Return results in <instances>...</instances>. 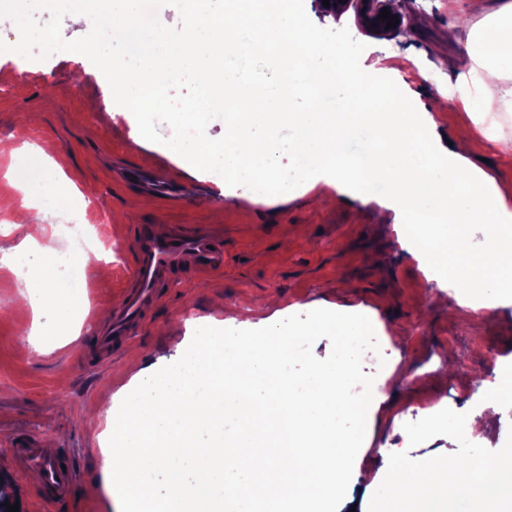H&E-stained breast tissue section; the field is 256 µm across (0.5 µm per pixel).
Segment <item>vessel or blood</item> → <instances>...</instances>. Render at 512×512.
Returning a JSON list of instances; mask_svg holds the SVG:
<instances>
[{
	"instance_id": "1",
	"label": "vessel or blood",
	"mask_w": 512,
	"mask_h": 512,
	"mask_svg": "<svg viewBox=\"0 0 512 512\" xmlns=\"http://www.w3.org/2000/svg\"><path fill=\"white\" fill-rule=\"evenodd\" d=\"M127 237L138 252V261L128 273L129 284L122 292V303L113 310L107 329L84 346L85 352L94 353L105 363L111 361L130 326L143 321L149 308L161 299L170 271L191 267L207 274L224 267L223 247L205 230L172 234L153 224H132L127 228ZM11 454L20 469L38 474L35 495L40 501L56 508L70 500L79 481L73 464L46 453L38 440L28 435L12 442Z\"/></svg>"
}]
</instances>
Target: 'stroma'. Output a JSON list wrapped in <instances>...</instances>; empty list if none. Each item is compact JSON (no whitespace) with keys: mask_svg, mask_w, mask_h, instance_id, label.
I'll use <instances>...</instances> for the list:
<instances>
[{"mask_svg":"<svg viewBox=\"0 0 512 512\" xmlns=\"http://www.w3.org/2000/svg\"><path fill=\"white\" fill-rule=\"evenodd\" d=\"M323 28H348L364 43L366 72L391 78L417 110L434 98L438 132L463 142L462 152L512 196V114L500 119L504 142L486 140L452 97L457 72L441 67L456 54L449 29L466 36L473 18L449 12L448 0H408L400 29L370 27L356 0L336 16L319 0H304ZM104 75L83 55L56 52L42 61L0 53V213L13 217L28 197L21 180L27 144H55L63 206L43 225L0 234V245L27 235L61 250L74 246L65 224L95 221L107 242L103 260L82 273L87 301L75 321L45 305L20 304V280L0 274V482L19 512H49L35 497L36 478L18 471L10 437L26 433L70 459L81 482L65 512H120L103 472L106 424L137 385L135 377L177 361L201 326L223 327L227 316L258 329L317 308L366 315L379 352H366L363 371L386 383L387 399L373 409L369 434L355 460L351 501L367 512L385 469L461 456L477 447L497 455L512 439V398L483 414L477 439L456 436L420 406L439 398L464 420L470 402L486 393L502 359L512 357V304L476 317L430 300L429 281L381 206L347 197L317 203L305 187L286 198L261 199L248 188H220L166 146L143 139L132 113L107 112ZM134 169L179 184L177 196L154 195L125 177ZM131 224L180 232L206 229L224 247V268L204 276L189 270L166 280L163 296L118 346L110 364L80 357L83 340L105 324L101 314L122 300L125 274L136 254L125 233ZM391 457H383V449Z\"/></svg>","mask_w":512,"mask_h":512,"instance_id":"1","label":"stroma"}]
</instances>
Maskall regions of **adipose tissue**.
<instances>
[{
	"label": "adipose tissue",
	"instance_id": "1",
	"mask_svg": "<svg viewBox=\"0 0 512 512\" xmlns=\"http://www.w3.org/2000/svg\"><path fill=\"white\" fill-rule=\"evenodd\" d=\"M478 20L461 45L468 62L458 87L457 101L483 135L501 142L500 118L512 111V0H468ZM31 180L27 193L36 200L39 215L59 206L53 169L46 167L47 150L28 147ZM56 252L33 237L0 252V266L17 272L28 266L24 294L44 297L58 317H67L82 300L52 281ZM385 512H512V455L488 456L473 452L453 455L414 467H389L375 493Z\"/></svg>",
	"mask_w": 512,
	"mask_h": 512
}]
</instances>
